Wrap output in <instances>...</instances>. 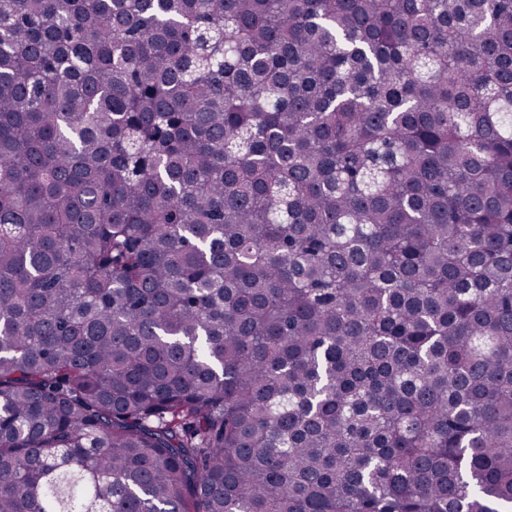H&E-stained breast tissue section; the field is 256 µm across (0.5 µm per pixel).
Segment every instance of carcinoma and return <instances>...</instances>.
<instances>
[{"instance_id": "carcinoma-1", "label": "carcinoma", "mask_w": 512, "mask_h": 512, "mask_svg": "<svg viewBox=\"0 0 512 512\" xmlns=\"http://www.w3.org/2000/svg\"><path fill=\"white\" fill-rule=\"evenodd\" d=\"M512 506V0H0V512Z\"/></svg>"}]
</instances>
